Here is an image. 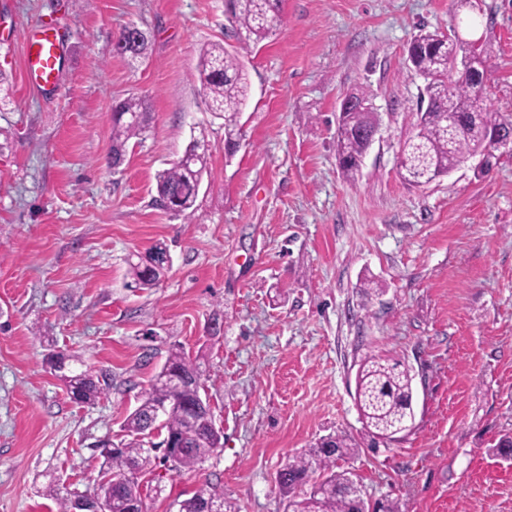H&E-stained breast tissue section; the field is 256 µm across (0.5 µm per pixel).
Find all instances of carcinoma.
<instances>
[{
  "label": "carcinoma",
  "instance_id": "cac0c4a2",
  "mask_svg": "<svg viewBox=\"0 0 512 512\" xmlns=\"http://www.w3.org/2000/svg\"><path fill=\"white\" fill-rule=\"evenodd\" d=\"M231 22L241 49L247 50L266 39L278 21L280 0H226ZM149 39H126L120 55L136 62L148 56ZM408 61L415 72L427 81L417 105L416 133L401 147L399 167L402 178L421 185L445 175L464 159L487 149L489 138L496 133L512 135V117L489 109L485 102L484 79L489 68L490 51L485 44L472 50L451 38L420 32L410 42ZM196 79L209 111L224 117V146L231 150L242 139L239 115L245 105L250 83L240 61L239 52H230L222 44L202 50L196 66ZM354 104L346 108L336 131V155L344 173L351 177L359 169L361 158L377 127L375 112L365 108L364 96L353 94ZM457 121L448 124V113ZM151 123L145 100L127 97L118 102L112 119L110 164L125 160L131 140L143 138ZM208 146L205 140H192L185 150V161L159 171L156 196L152 204L191 216L195 213L200 181L207 169ZM167 245L155 243L138 260L128 262V275L137 288H152L166 272L163 257ZM58 359L79 368L64 376L71 398L77 403H91L104 391L106 376L94 373L78 358L56 353ZM173 371L201 374L197 360L178 349L171 352L161 370L145 391L140 405L125 419L124 428L131 440L120 448L104 451V461L94 494L114 500L115 512H128L143 503L139 475L151 465L152 449L145 438L161 428L166 435L163 460L178 458V470H193L223 447L221 430L210 429L208 422L194 419L187 405L198 398L200 384L187 385L175 392L169 382ZM413 376L398 361L376 355L364 358L356 375L355 403L365 435L371 441L390 436L406 427L412 405ZM170 408L160 420H154L159 404ZM332 448L324 451L319 444L288 458L278 471L277 484L287 498L285 512H362L349 491L354 473L338 469V462L355 457L359 443L346 434L329 436ZM58 512H71L73 497L79 492L60 482L48 486ZM207 503L217 504L216 512H237L224 499V493L205 483L181 502V512H200Z\"/></svg>",
  "mask_w": 512,
  "mask_h": 512
}]
</instances>
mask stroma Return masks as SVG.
Wrapping results in <instances>:
<instances>
[{"label":"stroma","instance_id":"obj_1","mask_svg":"<svg viewBox=\"0 0 512 512\" xmlns=\"http://www.w3.org/2000/svg\"><path fill=\"white\" fill-rule=\"evenodd\" d=\"M66 36L57 92L25 77L30 30ZM152 52L113 50L128 25ZM460 25L493 57L486 103L512 113V0H282L272 34L241 52L243 137L195 78L212 43L239 50L224 0H0V512H56L50 477L93 492L103 442L172 349L200 364L224 446L194 471L155 466L146 512H178L205 482L237 512H283L288 456L348 434L346 468L402 512H512V145L413 187L399 174L423 82L406 59L419 30ZM364 92L379 127L354 180L336 156L337 115ZM148 100L145 140L109 167L112 107ZM204 131L209 168L193 216L153 206L154 176ZM170 265L152 288L127 261L155 242ZM379 292L364 291L366 280ZM82 356L110 386L71 399L45 363ZM368 355L408 365L414 422L371 444L354 402Z\"/></svg>","mask_w":512,"mask_h":512}]
</instances>
